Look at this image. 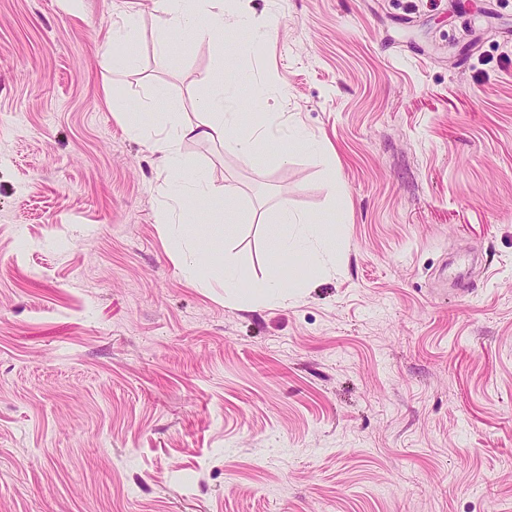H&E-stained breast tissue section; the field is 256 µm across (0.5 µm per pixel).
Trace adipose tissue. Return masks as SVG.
<instances>
[{"instance_id":"1","label":"adipose tissue","mask_w":512,"mask_h":512,"mask_svg":"<svg viewBox=\"0 0 512 512\" xmlns=\"http://www.w3.org/2000/svg\"><path fill=\"white\" fill-rule=\"evenodd\" d=\"M157 2L162 13L158 38L164 59H171L180 52L179 44L171 39L175 32L216 44L223 42V0ZM236 91L234 83H215L211 92L198 103L203 117L196 123L174 117L155 122L142 119L137 112L123 113L122 121L129 133L149 134L150 150L163 160L168 202L157 211L156 221L175 225V234L182 242L181 268L185 278L202 288L209 287L211 278H222L225 299L236 304L281 305L294 297L296 288L302 285L300 278H283L281 270L286 264L295 262L312 270L335 268L336 235L329 225L295 212L287 203H280L281 226L269 245L273 270L249 288L242 287V271L225 258L222 246L198 250L195 234L190 230L197 212L220 205L224 191L204 171L186 168L180 152L182 143L188 139L218 142L232 148L241 160L251 162L272 142L279 125L278 113L262 112L255 123L242 126L238 113L225 109L227 97Z\"/></svg>"}]
</instances>
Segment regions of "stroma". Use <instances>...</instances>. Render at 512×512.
<instances>
[{
	"instance_id": "stroma-1",
	"label": "stroma",
	"mask_w": 512,
	"mask_h": 512,
	"mask_svg": "<svg viewBox=\"0 0 512 512\" xmlns=\"http://www.w3.org/2000/svg\"><path fill=\"white\" fill-rule=\"evenodd\" d=\"M224 17L223 50L164 64L153 0H0V512H512V0ZM257 29L267 98L243 86L234 112L279 113L325 157L181 154L235 196L196 221L246 281L280 202L335 226V271L272 307L182 276L161 163L119 118L197 121ZM469 254L461 289L448 259Z\"/></svg>"
}]
</instances>
